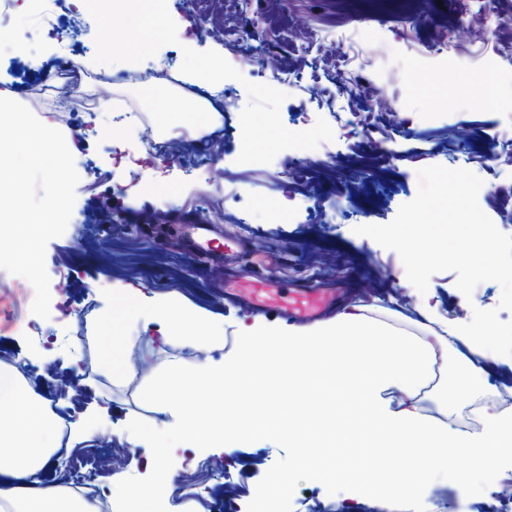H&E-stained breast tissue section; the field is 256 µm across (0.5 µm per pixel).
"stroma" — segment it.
Instances as JSON below:
<instances>
[{"instance_id": "obj_1", "label": "stroma", "mask_w": 512, "mask_h": 512, "mask_svg": "<svg viewBox=\"0 0 512 512\" xmlns=\"http://www.w3.org/2000/svg\"><path fill=\"white\" fill-rule=\"evenodd\" d=\"M178 44L128 68H85L78 100L58 111L53 67L93 59L96 24L68 0L63 18H80L74 37L42 26L35 0H0V31L14 51L0 56V97L13 99L73 144L80 180L65 233L50 240V316L31 311L35 291L23 277L0 270V353L41 397L50 417L79 412L45 479L60 468L73 477L104 478L112 512H246L256 485L284 455L270 440L221 448H191L177 421L159 410L176 399L179 370L223 365L241 326L255 319L283 327L287 316L232 300L257 281L286 288H333L338 305L357 301L370 317L426 335L441 325L468 323L473 308L499 310L501 287L478 284L471 297L453 272L429 281L438 302L433 320L408 281L399 255L357 226L386 224L414 199L418 169L463 168L483 181L481 209L512 235V202L493 197L512 187V0H168ZM236 56L241 80L223 82L210 112H169V98L193 93L180 66L182 46ZM289 69L287 82L278 73ZM286 95L284 126L311 128L325 119L334 139L314 149H287L272 162L241 163L240 113L245 82ZM233 109H225V100ZM468 134L454 139L455 131ZM167 141L165 156L146 151L149 138ZM389 159L374 163L376 155ZM170 212L152 224L154 210ZM224 253L197 248L185 216ZM139 290L137 304L120 290ZM204 316L217 345L171 339L147 346L138 323L153 302L169 297ZM70 369L79 387H64L55 367ZM466 378L455 356L436 364L419 394L427 416L463 432L468 416L497 404V381L460 390ZM112 461L103 476L100 462ZM156 485L154 497L133 506L125 490ZM512 512V470L473 475L458 491L435 474L430 495L403 492L388 506L375 498L349 504L305 481L292 512Z\"/></svg>"}]
</instances>
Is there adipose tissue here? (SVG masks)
<instances>
[{
    "label": "adipose tissue",
    "instance_id": "obj_1",
    "mask_svg": "<svg viewBox=\"0 0 512 512\" xmlns=\"http://www.w3.org/2000/svg\"><path fill=\"white\" fill-rule=\"evenodd\" d=\"M151 322L163 343L175 335L196 346L213 341L197 313L173 298L153 305ZM482 340L480 334L454 328L444 336H420L371 319L361 304L347 305L304 328L284 329L258 320L242 330L236 354L225 359L220 371L203 365L179 374L182 393L169 411L178 417L183 438L220 446L228 440L243 441L252 429L246 417L226 432L215 419L202 415L199 398L222 392L225 384L240 392L285 385L303 394L310 386L344 380L360 396L344 439L363 454L355 469H330L325 478L342 482L351 494L366 491L384 503L408 488L424 498L431 490L429 471L448 453L466 454L473 472L480 474L512 468V411L484 407L482 430L464 435L429 419L418 399L438 360L457 347L482 356L479 365L464 360L471 377L486 374L493 357L484 353ZM389 389L399 393L397 406L380 400ZM383 448L403 459L401 473L379 465ZM57 450L53 423L36 393L18 379L12 366L0 361V478L12 483L11 488H0V503L9 505L11 512H32L36 506L42 512H89L82 498L45 481L44 472Z\"/></svg>",
    "mask_w": 512,
    "mask_h": 512
}]
</instances>
